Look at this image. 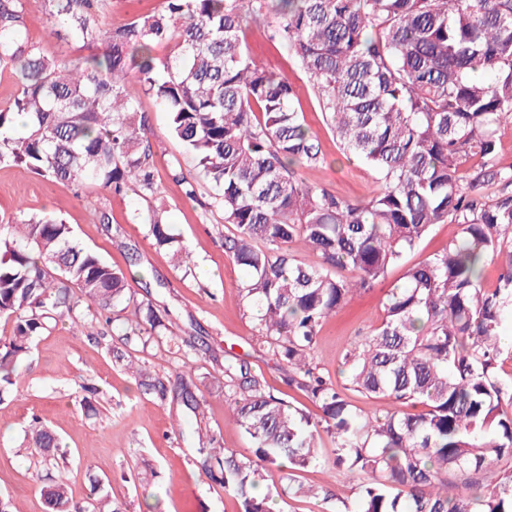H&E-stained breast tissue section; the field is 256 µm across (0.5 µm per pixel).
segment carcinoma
<instances>
[{"mask_svg": "<svg viewBox=\"0 0 512 512\" xmlns=\"http://www.w3.org/2000/svg\"><path fill=\"white\" fill-rule=\"evenodd\" d=\"M268 1L343 156L379 176L365 202L296 177L323 163L321 144L295 107L296 88L242 47L247 19ZM47 2L49 34L90 54L45 55L25 38L23 0H0V67L18 74L0 107V165L154 196L156 154L137 111L140 95L153 97L224 213V251L246 273L257 343L321 410L313 419L291 407L244 360L224 364V397L251 444L245 456L204 437V399L189 372L160 378L113 351L145 392L176 399L195 422L208 478L241 512H271L276 494H309L297 477L316 466L366 476L356 502L338 498L334 512H512V411L502 407L512 382L497 374L512 314V164L499 160L497 139L512 119V0H162L116 29L99 26L103 0ZM445 223L456 236L405 271L380 323L344 355L353 391L394 404L364 414L311 366L321 324ZM144 233L191 268L164 211ZM495 260L497 282L485 288ZM132 279L53 212L0 223V321L12 323L0 336V401L49 321L85 324L130 300L126 342L189 358L197 344L173 337L168 312L150 299L135 301ZM323 433L335 443L330 461ZM26 447L48 462L62 456L58 433L37 419ZM93 489L99 498L83 505L55 481L47 512H119L99 481Z\"/></svg>", "mask_w": 512, "mask_h": 512, "instance_id": "1", "label": "carcinoma"}]
</instances>
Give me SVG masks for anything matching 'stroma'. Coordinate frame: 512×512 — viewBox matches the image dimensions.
<instances>
[{
    "instance_id": "35a3bbf8",
    "label": "stroma",
    "mask_w": 512,
    "mask_h": 512,
    "mask_svg": "<svg viewBox=\"0 0 512 512\" xmlns=\"http://www.w3.org/2000/svg\"><path fill=\"white\" fill-rule=\"evenodd\" d=\"M25 9L29 42L50 57L80 54L79 45L47 35L45 0H25ZM274 30L272 18L261 19L244 28L242 44L247 55L297 87L305 121L319 138L325 162L298 169L299 178L345 200L367 201L378 188L377 173L342 156L303 70L274 40ZM138 109L146 114L151 130L157 196L62 185L23 167L2 165L0 220L13 218L21 209L31 215L55 212L108 264L124 270L134 264L145 271L154 284L152 297L170 310L177 335H190L196 323L204 328L206 344L186 364L207 401L204 422L222 447L245 454L250 442L231 417L218 384L225 361H248L267 390L279 396L290 391L288 372L255 343V323L240 293L244 272L224 251V216L210 205L209 185L198 178L193 160L170 136L166 114L155 99L140 96ZM190 181L196 185L192 199L185 195ZM99 208L111 214V224L98 223ZM157 208L165 209L193 253V271H185L171 253L145 237L142 225ZM456 232L452 224L433 226L403 265L391 268L372 289L355 292L323 322L312 365L344 388L347 400L364 413L385 411L389 402L347 390L346 350L376 325L389 288L400 282L406 266L442 251ZM122 339L117 324H89L78 336L66 321L50 325L35 338L21 384L0 402V495L12 498L21 512H43L47 477L63 475L70 497L82 502L91 493L92 477L98 476L109 480L112 498L122 502L124 512H148L152 506L157 512H240L238 500L212 485L197 466L192 424L179 403L144 393L134 376L114 361L112 350ZM35 419L61 433L72 452L63 465L42 462L34 449L23 447ZM302 481L330 490L331 500L287 498L278 502L279 512H332L333 497L354 501L358 484L343 473L329 478L320 467L304 472Z\"/></svg>"
}]
</instances>
